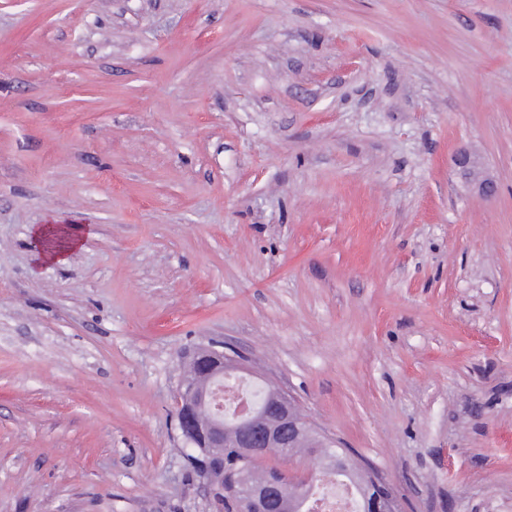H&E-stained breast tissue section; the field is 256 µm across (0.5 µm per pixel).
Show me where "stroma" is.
<instances>
[{"label":"stroma","mask_w":512,"mask_h":512,"mask_svg":"<svg viewBox=\"0 0 512 512\" xmlns=\"http://www.w3.org/2000/svg\"><path fill=\"white\" fill-rule=\"evenodd\" d=\"M212 342L403 512H512V0H0V512H212ZM456 161L460 168H462L465 178L473 182L481 196L484 198H493L497 192L495 181L489 176L483 175L479 168L477 158L473 155L467 147H460L456 152Z\"/></svg>","instance_id":"35a3bbf8"}]
</instances>
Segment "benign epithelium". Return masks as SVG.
Listing matches in <instances>:
<instances>
[{"instance_id":"7a95c632","label":"benign epithelium","mask_w":512,"mask_h":512,"mask_svg":"<svg viewBox=\"0 0 512 512\" xmlns=\"http://www.w3.org/2000/svg\"><path fill=\"white\" fill-rule=\"evenodd\" d=\"M456 161L481 196L492 198L496 195L495 181L481 172L478 160L469 148H459ZM187 364L193 377L184 380L179 388L176 420L189 449L211 457L214 449L229 444L245 457L257 460L276 451L295 448L303 439L308 440L305 457L311 460V466L307 474L290 487L284 484L277 471L267 474L260 482L253 481L246 469L238 472L235 491L240 512H290L293 506L305 501L307 486L323 465L338 474L346 472L348 450L333 447V442L319 435L295 402L280 389L238 412L230 425L210 412L211 381L226 370L246 371L241 360L225 353L224 347L198 348L188 355Z\"/></svg>"}]
</instances>
